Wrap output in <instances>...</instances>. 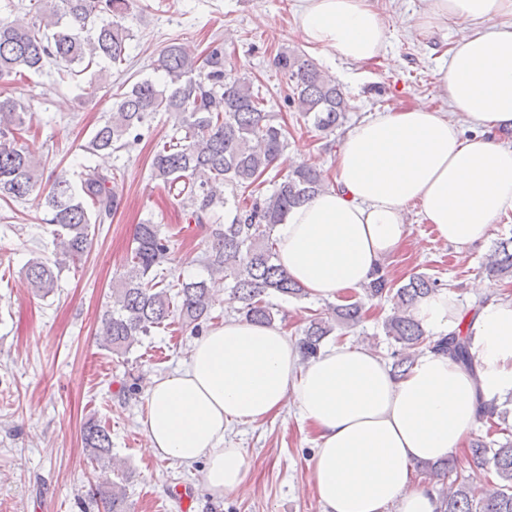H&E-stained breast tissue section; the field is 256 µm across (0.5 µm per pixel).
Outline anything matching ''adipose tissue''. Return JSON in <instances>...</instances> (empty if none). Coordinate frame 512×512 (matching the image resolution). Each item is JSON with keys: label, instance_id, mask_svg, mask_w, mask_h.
<instances>
[{"label": "adipose tissue", "instance_id": "adipose-tissue-1", "mask_svg": "<svg viewBox=\"0 0 512 512\" xmlns=\"http://www.w3.org/2000/svg\"><path fill=\"white\" fill-rule=\"evenodd\" d=\"M466 23L438 87L450 114L426 105L374 113L344 135L336 179L277 225V261L315 300L359 289L407 243L410 207L439 240L466 251L512 211V0H428L422 32ZM295 28L308 47L357 64L380 56L387 27L372 0H302ZM465 314L447 290L414 315L437 335L469 328L471 367L427 351L395 377L364 344H337L302 361L279 324L230 319L195 338L187 363L145 388L148 455L201 466L204 490L245 487L229 424L255 425L293 405L315 432L309 464L324 512H437L414 466L464 447L493 397L512 391V299Z\"/></svg>", "mask_w": 512, "mask_h": 512}]
</instances>
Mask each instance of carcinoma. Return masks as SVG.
<instances>
[{
	"instance_id": "1",
	"label": "carcinoma",
	"mask_w": 512,
	"mask_h": 512,
	"mask_svg": "<svg viewBox=\"0 0 512 512\" xmlns=\"http://www.w3.org/2000/svg\"><path fill=\"white\" fill-rule=\"evenodd\" d=\"M133 3L30 0L22 15L0 20V81L11 82L51 64L63 80H73L102 61L124 64L132 34L123 21ZM275 64L291 86L287 105L305 123L331 134L347 121L349 104L342 90L303 53L282 52ZM154 70L162 74V82L143 79L119 93L87 149L113 153L136 145L155 116L165 113L171 134L154 151L151 177L168 189L189 221L212 225L200 263L209 273L224 276L230 299L240 303L238 312L244 318L270 325L279 309L268 297L307 296L276 263L274 229L291 208L327 186L324 173L307 162L297 163L286 176L270 180L269 194L247 203L244 197L263 184L288 146L286 123L266 109L267 99L252 80L226 71L219 43L204 55L172 43L160 53ZM26 116L23 101L0 97V200L6 203L26 200L43 181L41 161L20 144L27 132ZM109 183V175L90 165L82 167L77 183L63 170L56 174L41 218L53 226L54 259H32L25 269L36 292H53L62 269L89 252L91 226L105 223L118 208ZM222 187L230 189L229 196H221ZM221 208L233 213L223 224ZM169 260L170 239L161 225L150 220L135 225L130 260L112 284V306L103 315L101 347L124 356L168 321L193 334L202 332L212 319L216 299L205 280H167L162 266ZM484 270L491 278L512 274V237L495 242ZM441 288L439 279L422 273L398 287L384 266L364 286L365 297L392 303L383 330L400 344L391 354L396 375H404L424 348L460 364L469 362L470 336L459 331L432 340L413 315L415 303ZM363 315L364 303L354 301L311 319L298 339L303 359L315 357L325 337L338 327L359 324ZM82 444L97 467L116 472V479L91 488L92 497L102 500L108 512H131L124 472L112 458L109 431L90 419L83 427ZM469 453L476 464H492L499 483L478 497L453 461L425 463L419 467L423 478L443 485L439 512H512V439H478Z\"/></svg>"
}]
</instances>
